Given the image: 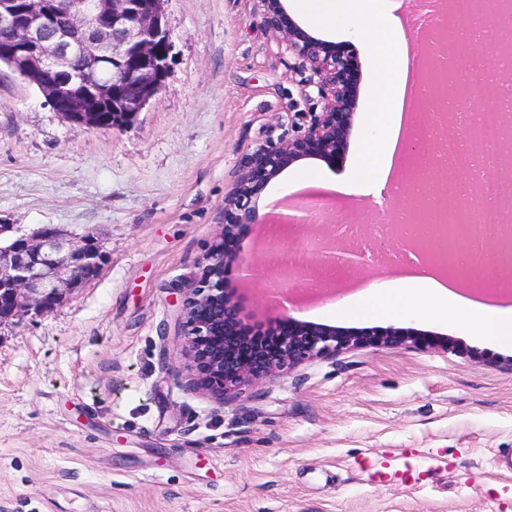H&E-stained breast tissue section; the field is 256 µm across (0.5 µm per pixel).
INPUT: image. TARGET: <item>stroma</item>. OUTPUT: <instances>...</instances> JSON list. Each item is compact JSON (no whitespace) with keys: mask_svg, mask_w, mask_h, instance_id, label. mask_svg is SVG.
I'll use <instances>...</instances> for the list:
<instances>
[{"mask_svg":"<svg viewBox=\"0 0 512 512\" xmlns=\"http://www.w3.org/2000/svg\"><path fill=\"white\" fill-rule=\"evenodd\" d=\"M260 0H167L173 44L165 87L122 128L64 120L39 90L0 66V224L93 231L96 277L45 315L0 324V512H512V344L436 312L353 318L339 298L396 278L380 257L336 274L338 298L292 286L297 320L345 331L426 334L420 347L344 350L260 382L220 406L176 374L179 309L220 224L224 198L268 137L292 133L316 103L295 60L262 22ZM360 63L355 124L342 163L307 159L261 191L266 221L232 249L258 256L254 281L228 270L258 318L278 306L267 285L279 255L320 276L309 228L284 232L271 210L294 192L322 195L332 223L368 219L364 195L300 180L340 174L375 132L377 65ZM452 337L460 349L444 350Z\"/></svg>","mask_w":512,"mask_h":512,"instance_id":"1","label":"stroma"}]
</instances>
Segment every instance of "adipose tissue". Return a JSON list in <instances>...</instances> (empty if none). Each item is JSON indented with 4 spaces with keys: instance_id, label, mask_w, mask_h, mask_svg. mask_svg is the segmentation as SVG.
Here are the masks:
<instances>
[{
    "instance_id": "adipose-tissue-1",
    "label": "adipose tissue",
    "mask_w": 512,
    "mask_h": 512,
    "mask_svg": "<svg viewBox=\"0 0 512 512\" xmlns=\"http://www.w3.org/2000/svg\"><path fill=\"white\" fill-rule=\"evenodd\" d=\"M295 7L312 24L331 31L359 29L366 32L378 28L387 34L386 39L372 45L383 74L378 99L389 106L387 112L372 116L383 138L366 145L353 167L336 178L339 192H376L385 184L400 124L394 104L402 93L400 74L405 68L406 56L400 50L402 41L394 21L381 12L379 0H295ZM420 308L434 310L465 326H476L480 336L488 340L512 343L511 309L483 305L425 276L381 283L369 288L363 296L346 299L341 305L342 312L352 317L368 316L380 309L406 313Z\"/></svg>"
}]
</instances>
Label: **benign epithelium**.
<instances>
[{
  "label": "benign epithelium",
  "instance_id": "obj_1",
  "mask_svg": "<svg viewBox=\"0 0 512 512\" xmlns=\"http://www.w3.org/2000/svg\"><path fill=\"white\" fill-rule=\"evenodd\" d=\"M166 0H0V55L19 77L37 85L70 122L90 128L128 124L165 87L172 43ZM263 23L298 68L308 100L322 110L307 112L296 134L270 140L251 156L224 201V225L206 254L194 286L183 293L185 336L181 372L198 392L223 405L259 381L285 377L293 368L359 347L417 346L418 333L388 328L351 333L279 320L281 337L262 346V324L246 300L224 287V272L235 267L252 280L257 259L231 251L239 229L263 220L258 194L287 166L322 158L342 161L354 124L360 65L345 46L315 38L285 12L281 0H261ZM307 246L330 260L335 234ZM99 269L94 234H67L46 225L31 233L0 224V323L22 311L46 314L67 292L91 280ZM304 271L280 267L276 282L288 287Z\"/></svg>",
  "mask_w": 512,
  "mask_h": 512
}]
</instances>
